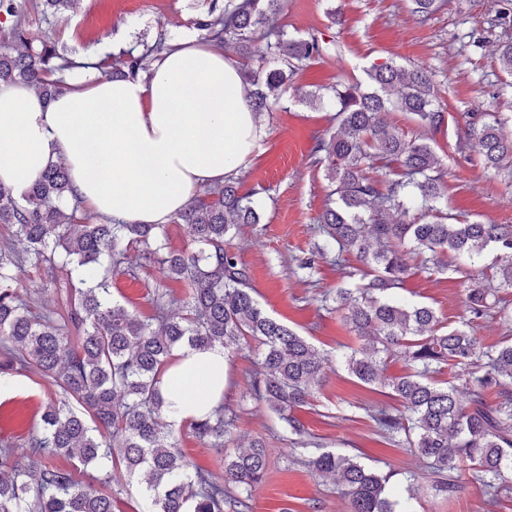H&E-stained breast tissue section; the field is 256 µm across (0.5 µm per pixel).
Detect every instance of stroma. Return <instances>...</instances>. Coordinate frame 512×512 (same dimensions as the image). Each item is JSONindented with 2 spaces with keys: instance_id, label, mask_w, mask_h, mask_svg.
<instances>
[{
  "instance_id": "obj_1",
  "label": "stroma",
  "mask_w": 512,
  "mask_h": 512,
  "mask_svg": "<svg viewBox=\"0 0 512 512\" xmlns=\"http://www.w3.org/2000/svg\"><path fill=\"white\" fill-rule=\"evenodd\" d=\"M208 2L78 0L74 11L63 14L44 10L41 0H19V5L32 37L50 36L61 53L96 62L120 55L136 42L153 43L162 32L171 38H200L193 21ZM498 10L512 16V0H447L422 24L410 14L409 0H284L281 25L295 37H323L326 51L296 76L293 89L273 112L262 114L260 146L236 173L240 195L261 216L260 223L241 226L230 242L249 270L254 298L330 360L301 414L306 429L318 451L355 457L389 476L397 490L414 486L409 512L488 511L475 478L465 477L455 494H443L426 460L390 445L366 413L367 406L385 402V394L360 383L342 366L343 355L360 341L338 313L321 303L324 293L342 284V274L321 259L314 274L299 268L319 239L316 221L326 199L325 171L313 165L310 151L316 137L329 128L336 104L328 95L314 107L303 95L334 86L341 75L367 83V70L386 61L423 67L432 74L450 115L435 144L448 166L449 207L471 221L512 224V183L481 166L477 145L463 143L469 113L495 112L512 123V78L500 70L494 53L499 41L512 37V29L486 22ZM110 288L114 301L144 319L154 313L156 289H166L179 307L188 297L185 283L164 277L155 264L113 267ZM396 295L431 306L443 325H469L484 344L503 337L496 322H469L457 273H415ZM255 354V349H244L225 367L224 403L239 416L233 443L212 448L186 435L181 446L187 458L220 473L225 455L263 439L268 473L253 492L251 512H348L337 486L301 462L286 423L265 405L244 397L242 377L252 368ZM17 378L16 392L0 398V444L24 442L55 395L54 387L35 371L18 372Z\"/></svg>"
}]
</instances>
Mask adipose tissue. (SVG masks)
<instances>
[{
	"mask_svg": "<svg viewBox=\"0 0 512 512\" xmlns=\"http://www.w3.org/2000/svg\"><path fill=\"white\" fill-rule=\"evenodd\" d=\"M263 125L240 68L193 40L174 42L150 75L109 80L88 70L45 101L24 83H0V185L22 195L64 161L71 190L101 217L165 224L205 185L235 174ZM162 392L172 426L224 398V349L182 347Z\"/></svg>",
	"mask_w": 512,
	"mask_h": 512,
	"instance_id": "1",
	"label": "adipose tissue"
}]
</instances>
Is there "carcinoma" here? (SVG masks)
<instances>
[{
    "label": "carcinoma",
    "mask_w": 512,
    "mask_h": 512,
    "mask_svg": "<svg viewBox=\"0 0 512 512\" xmlns=\"http://www.w3.org/2000/svg\"><path fill=\"white\" fill-rule=\"evenodd\" d=\"M444 0H410L420 22ZM283 0H211L194 21L208 42L233 46L245 59L247 100L257 113L269 112L288 93V78L322 57L323 41L288 35L278 23ZM0 82H23L45 99L68 88L60 77L76 62L59 55L52 42L39 44L18 15L17 0H0ZM159 38L143 53L129 52L106 67L104 76L137 75L151 55L166 50ZM502 71L512 76V39L497 45ZM373 89L342 77L334 88L336 128L316 138L314 162L324 164L328 203L318 218L325 244L316 255L343 266L347 286L336 289V311L365 344L346 354L343 366L359 382L379 386L399 403L375 405L368 415L393 446L430 461L437 487H459L445 472L471 471L481 483L484 504L492 507L512 474V340L484 345L471 331L444 329L432 307L405 305L393 298L412 271L448 270V256L472 260L488 249L498 263L487 273L460 265L464 308L469 321L491 318L512 333V307L499 293L512 289V224L462 220L448 209V167L437 156L432 135L448 123L431 75L420 67L383 63L368 70ZM414 119L415 130L390 122L391 107ZM468 135L477 140L483 168L512 177V132L490 112H472ZM380 160L398 162L381 172ZM71 185L64 162L51 165L22 195L0 185V224L12 229L26 251L0 247V374L36 371L59 389L22 445H0V512H114L125 484L145 476L152 493L147 512H251L253 488L265 479L266 444L256 440L224 457V473L194 466L180 448L182 432L164 416L163 378L174 352L184 346L224 347L230 358L256 344V371L243 381L253 399L265 403L288 425L293 443L305 449L309 433L297 412L309 405L328 360L311 343L270 316L252 296L246 266L228 241L260 214L228 178L195 197L174 223L186 225L198 251L170 252L161 260L166 277L183 281L189 297L182 313L168 312L167 293L153 298L152 320L112 300L104 260H128V246H142L149 262L163 250L161 224L92 223L66 210ZM416 212L406 223L400 217ZM355 254L357 264L343 255ZM44 269L61 310L35 315L17 292L15 270L27 261ZM81 275L74 282L72 273ZM393 355L407 363L406 374L385 375ZM459 369L468 400L454 386H440L432 374ZM496 394L492 404L487 392ZM219 406L185 425L212 448L224 447L236 421ZM71 462L60 467L50 460ZM319 475H332L350 512H397L387 478L356 458L323 452L306 460ZM94 468L96 482L75 472Z\"/></svg>",
    "instance_id": "carcinoma-1"
}]
</instances>
